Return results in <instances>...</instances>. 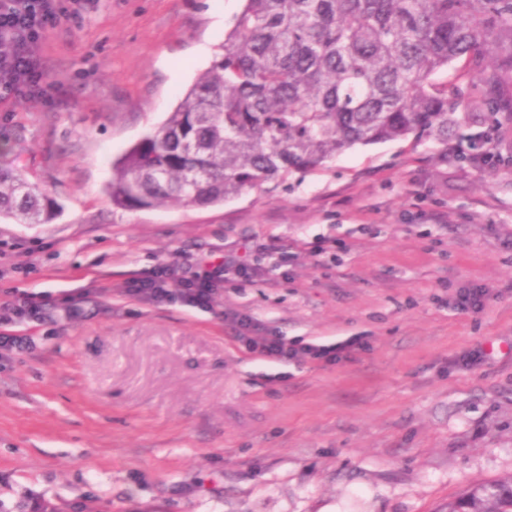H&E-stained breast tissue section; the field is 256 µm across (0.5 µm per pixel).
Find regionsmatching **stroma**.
<instances>
[{
    "mask_svg": "<svg viewBox=\"0 0 512 512\" xmlns=\"http://www.w3.org/2000/svg\"><path fill=\"white\" fill-rule=\"evenodd\" d=\"M50 28L40 97L0 103V166L62 212L0 217V297L89 291L0 358V512H441L512 474V127L495 168L358 146L221 204L113 207L112 165L166 119L242 0H93ZM238 253L212 308L119 292ZM484 292L481 309L457 307ZM346 359L270 363L225 323Z\"/></svg>",
    "mask_w": 512,
    "mask_h": 512,
    "instance_id": "35a3bbf8",
    "label": "stroma"
}]
</instances>
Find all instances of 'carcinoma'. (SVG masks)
Wrapping results in <instances>:
<instances>
[{"label":"carcinoma","mask_w":512,"mask_h":512,"mask_svg":"<svg viewBox=\"0 0 512 512\" xmlns=\"http://www.w3.org/2000/svg\"><path fill=\"white\" fill-rule=\"evenodd\" d=\"M464 62L473 82L433 76ZM512 110V0H244L210 66L164 123L112 167L124 210L209 206L357 145L438 146L465 116ZM54 203L0 168V214L52 219ZM446 512H512V474L475 485Z\"/></svg>","instance_id":"cac0c4a2"}]
</instances>
